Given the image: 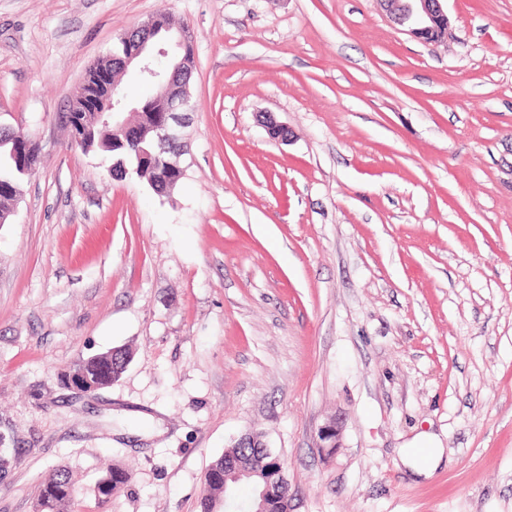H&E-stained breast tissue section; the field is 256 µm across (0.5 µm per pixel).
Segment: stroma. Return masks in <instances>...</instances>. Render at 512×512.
Listing matches in <instances>:
<instances>
[{
    "label": "stroma",
    "instance_id": "stroma-1",
    "mask_svg": "<svg viewBox=\"0 0 512 512\" xmlns=\"http://www.w3.org/2000/svg\"><path fill=\"white\" fill-rule=\"evenodd\" d=\"M444 8L426 44L379 0H0V123L40 146L0 224V512H38L59 468L69 512H198L252 431L294 512H512V0ZM161 12L194 51L166 197L66 124ZM111 348L119 380L62 386ZM422 432L426 477L402 461ZM423 448V454L419 455L417 449ZM438 441L432 436H424L407 447L406 453L414 458L421 469H428L434 465L440 457Z\"/></svg>",
    "mask_w": 512,
    "mask_h": 512
}]
</instances>
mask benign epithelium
<instances>
[{"instance_id": "benign-epithelium-1", "label": "benign epithelium", "mask_w": 512, "mask_h": 512, "mask_svg": "<svg viewBox=\"0 0 512 512\" xmlns=\"http://www.w3.org/2000/svg\"><path fill=\"white\" fill-rule=\"evenodd\" d=\"M392 20L408 27L410 35L423 42L434 31L448 32V14L442 6L443 0H380ZM161 32L157 18L152 16L135 29L122 36L129 46L120 59V65L127 70L132 66L138 68L141 75L150 77L158 86L157 100L163 105L164 121L151 127L156 139L184 144V129L188 126L192 104L189 94L172 92V79L150 66L153 56L161 54L173 59L180 57L178 49L185 44L184 36L168 35L161 44L151 45L149 40ZM68 383L82 393L100 389L99 384L85 376L81 365L77 364L70 372ZM320 447H340L338 426L329 423L319 429ZM260 512H292V495L289 493L288 481L284 476L283 465L276 459L271 462L263 474L261 483Z\"/></svg>"}]
</instances>
